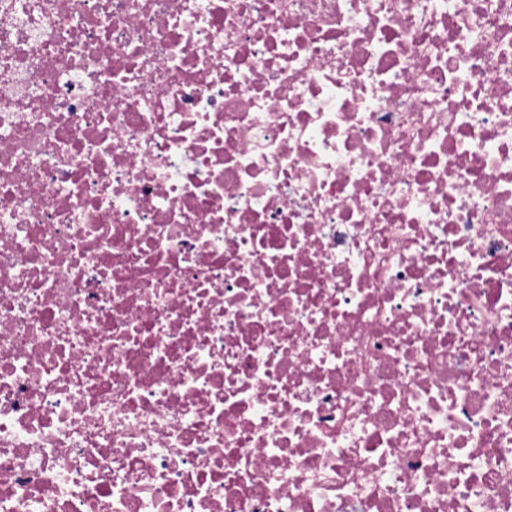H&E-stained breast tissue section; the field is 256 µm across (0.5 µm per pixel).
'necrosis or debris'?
I'll return each mask as SVG.
<instances>
[{
    "mask_svg": "<svg viewBox=\"0 0 512 512\" xmlns=\"http://www.w3.org/2000/svg\"><path fill=\"white\" fill-rule=\"evenodd\" d=\"M0 512H512V0H0Z\"/></svg>",
    "mask_w": 512,
    "mask_h": 512,
    "instance_id": "obj_1",
    "label": "necrosis or debris"
}]
</instances>
